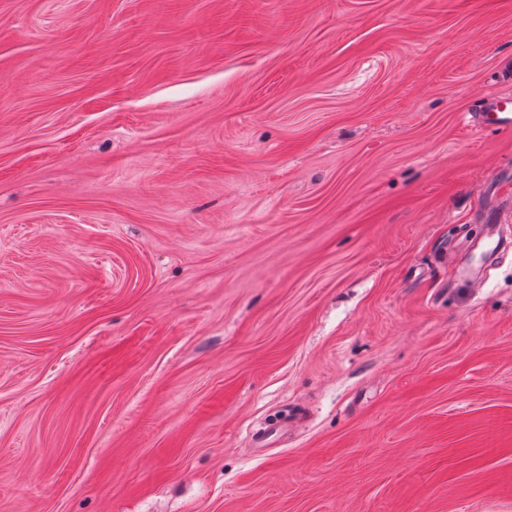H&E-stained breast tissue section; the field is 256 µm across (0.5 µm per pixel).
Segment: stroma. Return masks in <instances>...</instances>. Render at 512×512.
<instances>
[{
	"label": "stroma",
	"mask_w": 512,
	"mask_h": 512,
	"mask_svg": "<svg viewBox=\"0 0 512 512\" xmlns=\"http://www.w3.org/2000/svg\"><path fill=\"white\" fill-rule=\"evenodd\" d=\"M507 93L512 0H0V512H512ZM472 128L484 129L493 127L501 130H512V98L497 96L486 98L468 119ZM490 224H486L485 232L480 238L466 240L461 243L459 251H475L482 249L488 258H495L505 252L511 251V241L503 240L497 234L498 220L495 217L489 218ZM293 424L292 415H281L265 423V425L253 434L252 446L254 448H264L272 443L275 438L286 434Z\"/></svg>",
	"instance_id": "1"
}]
</instances>
